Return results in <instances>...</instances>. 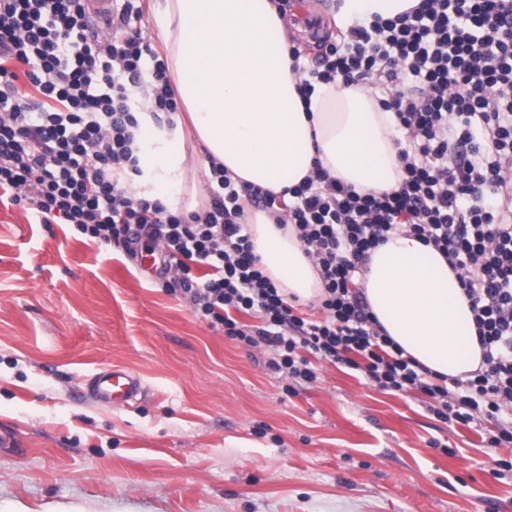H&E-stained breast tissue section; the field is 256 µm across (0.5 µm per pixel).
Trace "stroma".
<instances>
[{
    "mask_svg": "<svg viewBox=\"0 0 512 512\" xmlns=\"http://www.w3.org/2000/svg\"><path fill=\"white\" fill-rule=\"evenodd\" d=\"M271 357L123 248L0 204V512H512L473 430L340 365L287 392ZM108 364L141 376L132 405L86 393Z\"/></svg>",
    "mask_w": 512,
    "mask_h": 512,
    "instance_id": "1",
    "label": "stroma"
}]
</instances>
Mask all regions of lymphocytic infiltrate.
<instances>
[{
    "mask_svg": "<svg viewBox=\"0 0 512 512\" xmlns=\"http://www.w3.org/2000/svg\"><path fill=\"white\" fill-rule=\"evenodd\" d=\"M141 0H114L100 27L85 0H0V203L41 223L71 224L102 245L145 236L162 277L180 283L210 327L267 347L269 367L312 382L314 360L365 374L379 389L414 391L445 424L476 428L485 448L512 447V0H420L393 19L347 31L302 81L378 92L394 112L403 177L361 194L323 169L289 195L235 184L210 165V203L172 212L134 196L131 107L143 74L154 111H178L166 60L142 35ZM32 92H21L19 79ZM293 226L320 272L323 317L296 314L253 251L245 210ZM433 246L456 271L483 350L480 368L447 378L405 357L371 312L358 275L396 233ZM203 275L191 274L192 265ZM259 318L249 326L238 314Z\"/></svg>",
    "mask_w": 512,
    "mask_h": 512,
    "instance_id": "f902f5d3",
    "label": "lymphocytic infiltrate"
}]
</instances>
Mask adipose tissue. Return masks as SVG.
Masks as SVG:
<instances>
[{"instance_id": "1", "label": "adipose tissue", "mask_w": 512, "mask_h": 512, "mask_svg": "<svg viewBox=\"0 0 512 512\" xmlns=\"http://www.w3.org/2000/svg\"><path fill=\"white\" fill-rule=\"evenodd\" d=\"M417 0H339L338 27L393 18ZM159 36L168 54L181 112L156 117L138 107L127 183L137 196L198 212L185 202L187 142L203 147L201 165L217 161L238 183L279 193L322 167L361 193L398 189L394 112L363 89L314 82L302 99L292 74L286 24L271 0H159ZM254 252L286 294L306 303L322 291L320 275L291 229L264 211L246 214ZM379 324L421 366L459 377L482 364L470 302L445 257L399 234L371 253L361 276Z\"/></svg>"}]
</instances>
